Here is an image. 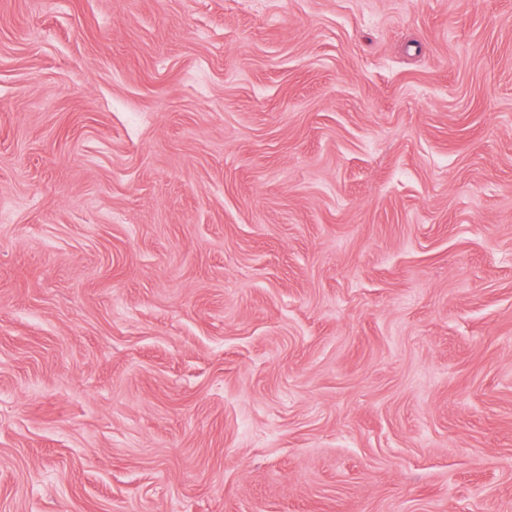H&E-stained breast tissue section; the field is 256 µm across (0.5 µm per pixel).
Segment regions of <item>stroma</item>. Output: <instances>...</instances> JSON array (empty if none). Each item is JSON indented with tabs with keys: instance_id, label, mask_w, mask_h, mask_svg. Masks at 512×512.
<instances>
[{
	"instance_id": "35a3bbf8",
	"label": "stroma",
	"mask_w": 512,
	"mask_h": 512,
	"mask_svg": "<svg viewBox=\"0 0 512 512\" xmlns=\"http://www.w3.org/2000/svg\"><path fill=\"white\" fill-rule=\"evenodd\" d=\"M0 512H512V0H0Z\"/></svg>"
}]
</instances>
